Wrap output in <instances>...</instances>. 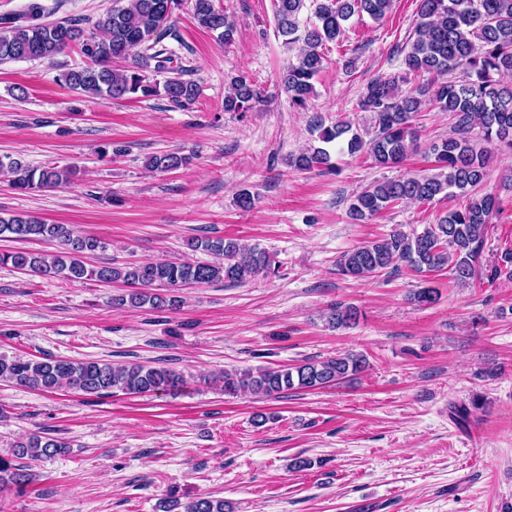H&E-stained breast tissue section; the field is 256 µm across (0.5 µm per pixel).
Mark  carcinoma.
I'll list each match as a JSON object with an SVG mask.
<instances>
[{
    "label": "carcinoma",
    "instance_id": "cac0c4a2",
    "mask_svg": "<svg viewBox=\"0 0 512 512\" xmlns=\"http://www.w3.org/2000/svg\"><path fill=\"white\" fill-rule=\"evenodd\" d=\"M392 0H275L277 34L286 44L298 45L296 60L280 72L279 82L293 106L304 109L314 95L313 80L323 69V47L342 33L343 23L358 13L373 19L385 15ZM314 7L316 21L300 27V15ZM183 0H114L112 12L98 23L104 35H87L77 23L44 21V7L30 0L25 10L0 18V64L11 61L48 60L79 43L90 60L84 67L62 68L58 80L90 98L126 99L163 96L171 107L184 109L199 96L196 81L185 78L187 69L175 55L156 46L166 37H176L177 11ZM193 16L198 24L229 43L234 26L212 0H194ZM419 22L415 38L405 54L404 75L434 73L443 76L458 68L467 72L462 82L425 83L401 94L396 79L378 77L359 99L358 107L375 116L377 131L368 143L357 135L347 140L351 154L368 150L379 165L400 163L417 144L410 120L428 105L448 113L452 135L430 145L437 172L373 185L355 197L349 213L355 220L369 219L394 203L410 200L427 203L436 197H466V204L449 210L439 221L419 234L394 231L343 254L341 274L370 278L404 263L417 273L448 270L458 284L477 275L484 251L485 233L492 216L500 211L496 195L482 189L491 150L512 153V87L503 77L512 75V0H419ZM165 75V80L157 77ZM260 92L243 76L232 78L224 96V111L250 112ZM318 139L324 145L350 131L346 124L325 127L319 123ZM190 161L179 152L155 154L146 167L153 172L176 170ZM298 170L330 169L329 151L312 147L288 159ZM0 173L8 176L13 189L21 192L55 188L72 179L70 167L33 168L20 158L0 157ZM15 241L55 242L60 250L52 255L14 250L0 253V265L36 274L61 277L74 283L95 281L121 283L123 292L112 296L115 307L177 311L181 300L173 291L187 285L224 280L241 285L274 266L269 252L255 244L235 239L197 238L191 247L218 261H148L117 265L101 262L87 265L84 258L103 248L92 236H79L67 224H47L26 214L0 216V237ZM512 279V251L500 256L488 275ZM357 318L351 306L329 308V327H348ZM363 356L340 354L320 362L304 361L296 366L224 372L226 394L272 397L288 390L323 388L338 383L364 368ZM0 381L31 390L49 391L62 386L87 396L102 397L166 393L182 388L185 375L168 368L142 364L105 363L98 360L42 361L0 357ZM69 443L59 437L33 434L17 443L8 455L0 454V492L23 490L35 480L32 463L66 452ZM168 502L182 512H224V501L198 495L183 503L171 493Z\"/></svg>",
    "mask_w": 512,
    "mask_h": 512
}]
</instances>
